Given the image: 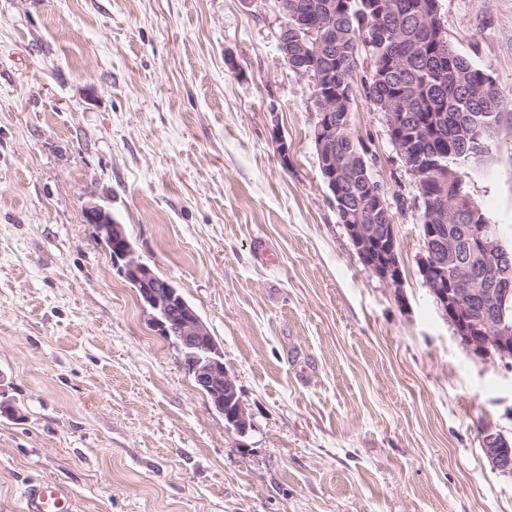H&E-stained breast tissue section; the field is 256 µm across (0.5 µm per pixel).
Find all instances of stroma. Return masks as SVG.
I'll list each match as a JSON object with an SVG mask.
<instances>
[{
	"mask_svg": "<svg viewBox=\"0 0 512 512\" xmlns=\"http://www.w3.org/2000/svg\"><path fill=\"white\" fill-rule=\"evenodd\" d=\"M509 103L464 187L512 248V0H439ZM278 0H0V512H512L481 449L512 367L470 354L419 272L416 189L364 95L356 138L401 285L361 263L312 137ZM96 206L193 305L239 437L112 263ZM71 499V491L56 482H34L24 491L26 512H69Z\"/></svg>",
	"mask_w": 512,
	"mask_h": 512,
	"instance_id": "obj_1",
	"label": "stroma"
}]
</instances>
